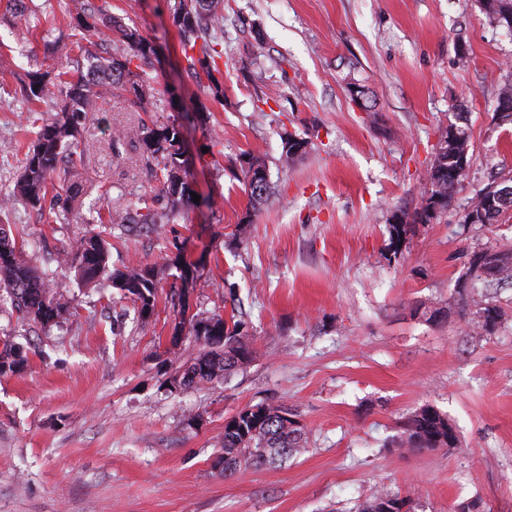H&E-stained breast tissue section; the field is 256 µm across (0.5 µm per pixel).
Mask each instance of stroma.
I'll return each instance as SVG.
<instances>
[{
    "mask_svg": "<svg viewBox=\"0 0 512 512\" xmlns=\"http://www.w3.org/2000/svg\"><path fill=\"white\" fill-rule=\"evenodd\" d=\"M35 2L37 25L19 32L0 0V79L11 87L52 70L50 45L70 33V0ZM93 2L158 46L137 68L158 101L144 111L131 95L108 99L78 138L71 182L90 187L86 203L138 207L162 172L132 147L113 151L112 136L174 125L200 200L108 238L110 267L158 273L145 320L107 280L83 285L58 269V251L89 225L12 210L28 260L55 271L71 303L46 327L0 306V348L28 355L23 372L0 377V512H355L382 485L411 496L415 512L472 498L512 512V288L496 294L502 318L489 336L469 333L457 304L466 252L512 249V210L464 224L476 194L512 176V123L497 116L512 33L481 0H224L210 80L194 74L173 0ZM354 85L371 111L354 104ZM60 101L54 86L33 106L0 98V195L34 140L23 116L54 117ZM460 120L465 180L394 245L390 225L420 209L435 147ZM285 130L306 143L287 166ZM252 154L269 171L258 203L243 186ZM186 287L204 317H230L236 291L255 350L228 379L188 391L171 380L200 344L186 334L169 352L170 296ZM260 402L292 409L306 450L224 477V423ZM425 405L447 415L456 448L398 447Z\"/></svg>",
    "mask_w": 512,
    "mask_h": 512,
    "instance_id": "stroma-1",
    "label": "stroma"
}]
</instances>
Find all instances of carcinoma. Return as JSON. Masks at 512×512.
Returning a JSON list of instances; mask_svg holds the SVG:
<instances>
[{
	"label": "carcinoma",
	"instance_id": "cac0c4a2",
	"mask_svg": "<svg viewBox=\"0 0 512 512\" xmlns=\"http://www.w3.org/2000/svg\"><path fill=\"white\" fill-rule=\"evenodd\" d=\"M221 0H174L172 17L183 37V48L199 49L197 62L210 81H215V56L219 55L206 39L209 26L219 20ZM488 17L502 25L512 16V0H482ZM71 34L66 42H53L57 70L30 76L29 81L13 90L23 100L33 103L44 99L47 80L65 89L60 114L42 122L34 143L21 161L12 193L0 198V213H6L17 204L40 209L51 199L58 219L70 223V218L82 206V193L69 183L68 167L82 162L72 148L82 128L101 111L100 102L112 96V91L123 90L134 95L139 103L153 97L154 87L132 71L133 59L148 60L156 54L151 42L136 28L112 17L95 6L91 0H74L70 11ZM37 20V10L19 3L13 23L30 28ZM103 23L108 25L119 42L129 50L124 59H117L102 51L90 41V32ZM444 145L436 153L429 172L425 193H438L450 203L455 189L461 184L468 160L469 135L462 126L451 124L442 136ZM129 144L140 149L146 158L163 166L166 180L151 202L130 210L120 205L108 208V220L98 215L92 222L101 224H155L164 216L190 205L191 189L186 181L185 159L180 129L174 125L153 128L146 124L119 130L112 146ZM59 191L49 194V188ZM512 209V198L491 199L478 193L471 211L481 214L480 224H495L499 217ZM21 232H11L6 223L0 224V301L8 300L30 322L47 326L58 322L69 310L67 289L58 285L50 275L31 265L23 257V244L18 242ZM59 263L73 268L84 283L100 278L110 281L120 295L131 300L141 319L153 314L158 292L153 269L137 265L113 270L109 266L108 242L102 233L84 235L72 242L59 256ZM468 273L471 287L512 288V250H498L493 246L476 247L469 253ZM463 306H473L467 325L478 334L490 335L482 314H501L500 307L485 294L462 298ZM181 323L189 324L196 339L203 341L206 350L189 362L182 371L181 385L193 389L206 383L225 380L248 362L253 350L248 336L243 333L240 319L225 320L219 314L202 317L180 309ZM23 348L6 345L0 352V375L20 372L27 365ZM452 425L445 414L431 406L414 412L405 422L399 447L410 450L448 447V431ZM304 432L289 409L280 404L261 402L249 406L224 424V442L220 461L224 462V476L266 466L279 458L303 450ZM397 501L404 512H412V501L390 489H382L359 504L357 512H383V505Z\"/></svg>",
	"mask_w": 512,
	"mask_h": 512
}]
</instances>
